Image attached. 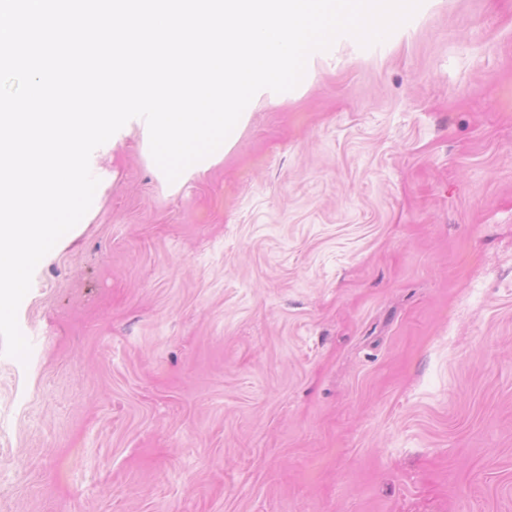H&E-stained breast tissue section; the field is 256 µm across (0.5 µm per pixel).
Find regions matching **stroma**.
Instances as JSON below:
<instances>
[{
  "mask_svg": "<svg viewBox=\"0 0 512 512\" xmlns=\"http://www.w3.org/2000/svg\"><path fill=\"white\" fill-rule=\"evenodd\" d=\"M92 160L0 354V512H512V0L337 40L181 186Z\"/></svg>",
  "mask_w": 512,
  "mask_h": 512,
  "instance_id": "35a3bbf8",
  "label": "stroma"
}]
</instances>
